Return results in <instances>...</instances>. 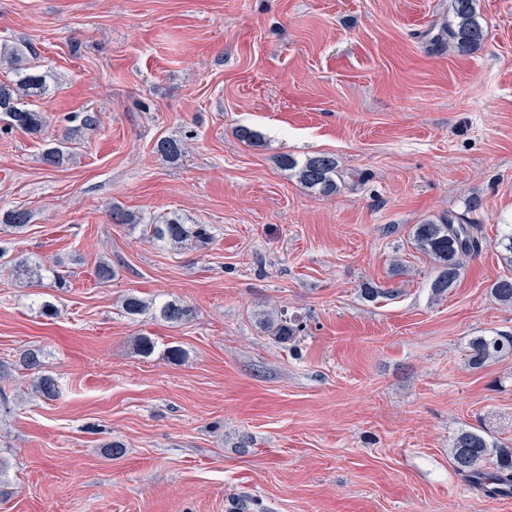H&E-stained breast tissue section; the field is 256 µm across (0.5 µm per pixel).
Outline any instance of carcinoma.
Returning a JSON list of instances; mask_svg holds the SVG:
<instances>
[{"instance_id": "carcinoma-1", "label": "carcinoma", "mask_w": 512, "mask_h": 512, "mask_svg": "<svg viewBox=\"0 0 512 512\" xmlns=\"http://www.w3.org/2000/svg\"><path fill=\"white\" fill-rule=\"evenodd\" d=\"M475 0H449L446 22L431 43L440 49H449L459 55H468L482 44L484 27L478 20ZM23 49L17 45H0V66L9 67L15 75L11 83L0 82V121L7 130H21L30 135H39L46 130V121L41 113L27 107L24 97L32 92L46 90V75L21 67ZM184 144L173 138L158 140L154 151L167 162H176L182 156ZM67 157L65 146L57 143L44 155L45 164L57 167ZM282 167L294 172L298 181L311 193L330 197L346 185L348 173L338 165L336 157L328 153H315L299 160L291 155L280 158ZM30 221V213L22 208L0 212V223L20 231ZM150 238L156 243L176 246H206L212 239L207 224H189L177 217H164L147 225ZM479 225L467 224L453 214L430 217L412 227L411 234L417 249L434 263L436 276L430 284L432 294L443 296L457 286L464 271L465 261L478 256L482 243L478 237ZM495 248L512 265V224L503 225ZM6 249L0 247V268L9 266L18 280L40 277L39 267L25 260L9 259ZM491 295L501 304L512 307V277H500L490 285ZM123 311L131 317L143 315L150 310L158 312L161 320L179 325L193 315V308L179 299L149 302L135 293L127 294L122 303ZM265 332L280 344L286 345L300 335V322L283 310L277 316H266L262 320ZM512 356V335L475 336L468 343V366L482 369L489 361ZM22 364L28 370L37 371L34 387L46 400L60 397L58 380L50 374L41 373L39 352L30 350L23 356ZM450 461L454 469L468 478L472 485L487 495H512V447L497 440L489 431L471 427L461 430L452 441Z\"/></svg>"}]
</instances>
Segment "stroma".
<instances>
[{"mask_svg": "<svg viewBox=\"0 0 512 512\" xmlns=\"http://www.w3.org/2000/svg\"><path fill=\"white\" fill-rule=\"evenodd\" d=\"M475 9L485 39L459 56L429 43L448 0H0V43L46 74L49 122L43 139L0 129V209L31 215L0 245L42 266L0 271V360L39 350L61 389L44 400L18 366L4 385L0 512H239L242 495L249 512H512L448 458L462 428L512 444V357L467 364L470 338L512 334L488 290L512 224V0ZM87 112L97 129L45 165ZM162 137L186 142L178 162ZM317 152L354 184L316 197L279 163ZM115 203L213 239L159 246L111 223ZM448 212L483 250L437 298L409 232ZM131 291L195 313L129 318ZM280 308L306 326L286 346L257 318Z\"/></svg>", "mask_w": 512, "mask_h": 512, "instance_id": "obj_1", "label": "stroma"}]
</instances>
